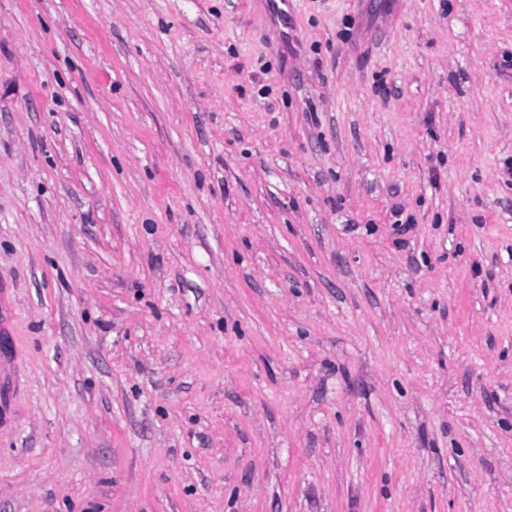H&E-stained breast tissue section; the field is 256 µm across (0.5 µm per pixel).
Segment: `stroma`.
<instances>
[{
  "label": "stroma",
  "mask_w": 512,
  "mask_h": 512,
  "mask_svg": "<svg viewBox=\"0 0 512 512\" xmlns=\"http://www.w3.org/2000/svg\"><path fill=\"white\" fill-rule=\"evenodd\" d=\"M0 512H512V0H0Z\"/></svg>",
  "instance_id": "obj_1"
}]
</instances>
